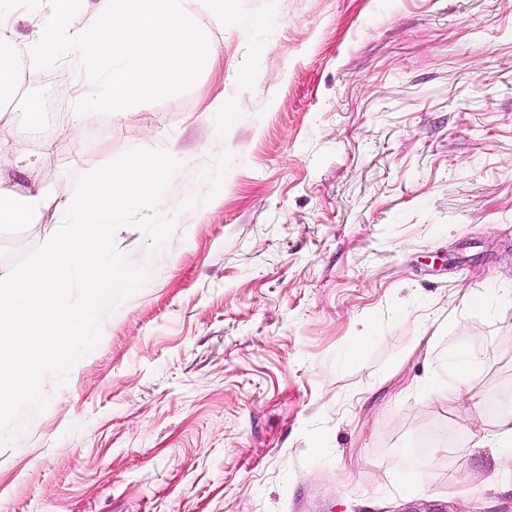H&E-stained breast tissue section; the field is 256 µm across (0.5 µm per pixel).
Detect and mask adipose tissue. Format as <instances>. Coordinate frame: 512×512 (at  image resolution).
<instances>
[{
	"label": "adipose tissue",
	"mask_w": 512,
	"mask_h": 512,
	"mask_svg": "<svg viewBox=\"0 0 512 512\" xmlns=\"http://www.w3.org/2000/svg\"><path fill=\"white\" fill-rule=\"evenodd\" d=\"M167 164V156L153 150L133 156L122 167L97 171L83 192L66 198L35 182L22 188L0 183L1 226L52 220L27 268L0 267V355L24 352L22 369H0V406L25 391L28 373L50 362L84 320L64 302L69 288L81 285L95 299L128 283L107 232L135 197L156 193Z\"/></svg>",
	"instance_id": "ef3b65f1"
}]
</instances>
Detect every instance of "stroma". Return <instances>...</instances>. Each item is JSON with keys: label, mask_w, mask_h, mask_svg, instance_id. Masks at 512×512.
I'll use <instances>...</instances> for the list:
<instances>
[{"label": "stroma", "mask_w": 512, "mask_h": 512, "mask_svg": "<svg viewBox=\"0 0 512 512\" xmlns=\"http://www.w3.org/2000/svg\"><path fill=\"white\" fill-rule=\"evenodd\" d=\"M210 61L187 92L80 130L78 65L20 66L77 193L157 147L62 354L0 407V512H512L480 429L512 411V0H188ZM40 225L0 227L22 266ZM488 303L466 308L465 293ZM477 337L460 398L425 375ZM360 357H353L354 345Z\"/></svg>", "instance_id": "1"}]
</instances>
